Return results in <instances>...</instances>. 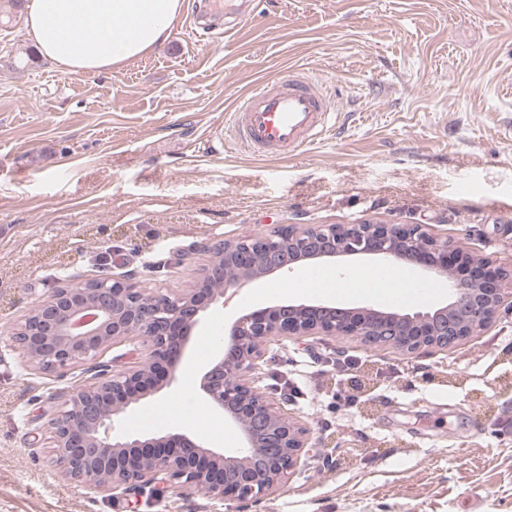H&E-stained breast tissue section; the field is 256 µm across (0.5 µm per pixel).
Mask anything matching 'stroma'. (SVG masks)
<instances>
[{"label": "stroma", "mask_w": 512, "mask_h": 512, "mask_svg": "<svg viewBox=\"0 0 512 512\" xmlns=\"http://www.w3.org/2000/svg\"><path fill=\"white\" fill-rule=\"evenodd\" d=\"M202 3L150 54L74 79L24 17L0 24V512L236 508L64 477L51 422L92 373L32 369L11 340L60 282L131 271L179 294L208 261L199 242L382 221L492 259L512 289V0H263L236 44L191 26ZM288 68L326 82L337 119L300 155L244 152L227 113ZM259 374L311 446L245 512H512V315L410 355L276 339Z\"/></svg>", "instance_id": "35a3bbf8"}]
</instances>
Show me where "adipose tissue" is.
Segmentation results:
<instances>
[{"mask_svg": "<svg viewBox=\"0 0 512 512\" xmlns=\"http://www.w3.org/2000/svg\"><path fill=\"white\" fill-rule=\"evenodd\" d=\"M183 0H29L27 33L67 75L119 69L171 35Z\"/></svg>", "mask_w": 512, "mask_h": 512, "instance_id": "1", "label": "adipose tissue"}]
</instances>
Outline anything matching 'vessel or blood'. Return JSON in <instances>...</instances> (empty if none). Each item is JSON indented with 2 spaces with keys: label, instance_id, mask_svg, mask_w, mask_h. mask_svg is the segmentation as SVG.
Masks as SVG:
<instances>
[{
  "label": "vessel or blood",
  "instance_id": "1",
  "mask_svg": "<svg viewBox=\"0 0 512 512\" xmlns=\"http://www.w3.org/2000/svg\"><path fill=\"white\" fill-rule=\"evenodd\" d=\"M332 110L330 96L305 70L288 69L237 103L231 131L245 150L288 157L317 139Z\"/></svg>",
  "mask_w": 512,
  "mask_h": 512
}]
</instances>
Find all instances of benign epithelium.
<instances>
[{
  "instance_id": "benign-epithelium-1",
  "label": "benign epithelium",
  "mask_w": 512,
  "mask_h": 512,
  "mask_svg": "<svg viewBox=\"0 0 512 512\" xmlns=\"http://www.w3.org/2000/svg\"><path fill=\"white\" fill-rule=\"evenodd\" d=\"M210 255L195 287L181 295L147 296L129 287L131 273L62 282L13 333L31 365L63 373L93 362L95 382L72 391L54 420V460L67 477L91 488L136 496L163 493L173 485L218 500L257 502L291 473L308 445V430L288 416V394L274 396L255 378L263 346L275 337L356 336L372 333L381 346L407 354L423 347H453L491 322L512 291L506 274L479 257L448 249L421 224L360 222L280 225L254 239L205 242ZM370 256L419 267L436 278L459 265L472 277L449 280L448 303L428 312H384L372 306L338 307L328 302H280L226 324L222 347L208 364L200 388L205 401L240 432L241 448L220 452L182 432L141 439L116 431L128 409L177 380L191 333L212 304L259 277L302 264L344 262ZM141 338L150 357L112 373L96 362L117 341Z\"/></svg>"
}]
</instances>
